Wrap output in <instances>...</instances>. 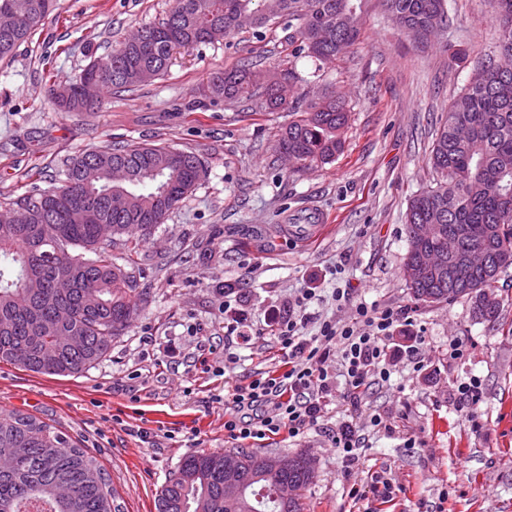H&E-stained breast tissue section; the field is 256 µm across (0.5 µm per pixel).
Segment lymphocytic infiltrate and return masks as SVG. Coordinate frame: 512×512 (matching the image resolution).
Listing matches in <instances>:
<instances>
[{"label": "lymphocytic infiltrate", "mask_w": 512, "mask_h": 512, "mask_svg": "<svg viewBox=\"0 0 512 512\" xmlns=\"http://www.w3.org/2000/svg\"><path fill=\"white\" fill-rule=\"evenodd\" d=\"M273 319L283 351L282 367L229 386L224 395L225 433L238 442L261 440L283 430L293 437L317 423L330 391L328 363L335 357L350 395L351 417L339 425L332 441L346 460H353L362 438L352 418L361 412V391L388 376L387 340L399 314L359 304L351 324L326 321L313 336L303 334V321L294 309L276 313Z\"/></svg>", "instance_id": "lymphocytic-infiltrate-1"}]
</instances>
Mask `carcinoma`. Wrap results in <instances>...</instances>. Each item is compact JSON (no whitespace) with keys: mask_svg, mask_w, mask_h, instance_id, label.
<instances>
[{"mask_svg":"<svg viewBox=\"0 0 512 512\" xmlns=\"http://www.w3.org/2000/svg\"><path fill=\"white\" fill-rule=\"evenodd\" d=\"M362 2L174 0L166 19L141 28L152 41L142 46L127 38L112 47L105 56L112 78L101 90L123 92L163 77L174 51L200 45L198 30L214 43L243 28L266 29L283 17L294 46L288 63L299 57L333 62L360 37ZM382 2L387 18L415 37L433 35L448 23L447 0ZM491 2L500 54L512 58V0ZM13 5L26 19L14 31H0V61L59 10V0H0V11ZM478 66L484 69L482 81L460 90L435 134L429 157L435 185L409 200L404 217L408 234L415 224H439L442 233L426 241L408 239L403 268L422 250L443 249L456 258L472 246L484 247L491 265L473 271L467 285L448 283L445 270L428 272L407 288L418 304L466 297L476 318L493 321L500 304L485 310L481 300L497 297L503 271L497 261L512 257V68L491 59ZM93 67L67 83L70 100L57 103L62 111L99 109L80 97ZM204 97L212 103L254 100L265 112L295 115L278 131L277 144L305 166L330 164L343 151L348 111L333 93L306 104L298 94L282 109L281 97L243 65L213 73ZM206 172L192 151L104 142L67 158L49 187L8 206L18 221L0 224V362L74 376L102 360L147 298L136 276L142 242ZM236 455L253 475L240 512H303L302 496L281 502L262 478L280 455ZM281 477L303 491L314 473L301 465ZM114 501L96 460L53 426L21 412L0 414V512H120ZM158 512H224V453L201 450L184 457L162 486Z\"/></svg>","mask_w":512,"mask_h":512,"instance_id":"cac0c4a2","label":"carcinoma"}]
</instances>
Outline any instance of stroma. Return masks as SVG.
I'll return each mask as SVG.
<instances>
[{
    "label": "stroma",
    "instance_id": "35a3bbf8",
    "mask_svg": "<svg viewBox=\"0 0 512 512\" xmlns=\"http://www.w3.org/2000/svg\"><path fill=\"white\" fill-rule=\"evenodd\" d=\"M173 0H60L11 58L0 61V202L49 187L61 160L108 141L155 143L196 152L207 176L146 240L139 268L150 285L143 304L107 356L76 376L38 375L0 363V412L35 416L77 443L105 470L122 512H158V495L180 460L198 450L225 451L224 384L277 368L280 345L270 321L301 292L307 335L332 321L350 323L352 303L408 311L392 340L423 337L419 361L389 358L391 376L361 396L365 438L345 466L332 433L349 403L332 383L327 411L295 437L280 434L250 447L309 451L315 477L304 512H512V267L498 281L494 321L476 319L469 299L420 305L402 275L403 221L411 196L436 178L428 163L448 106L467 84L473 62L496 56L490 0H448V29L419 44L365 0L360 42L339 60L296 63L308 97L341 95L349 111L344 150L319 167L289 166L275 149L284 112L251 101L194 103L217 71L256 63L288 66V25L179 49L162 79L104 95L96 112H60L50 80H72L111 45L161 22ZM470 57L449 62V48ZM326 220L321 235L298 240L295 221L310 211ZM249 314V345L232 347L224 307ZM463 341V358L450 355ZM479 380L476 423L459 409L457 388ZM386 417L384 429L368 417ZM145 429L147 438L137 436ZM392 485L375 491L377 478Z\"/></svg>",
    "mask_w": 512,
    "mask_h": 512
}]
</instances>
